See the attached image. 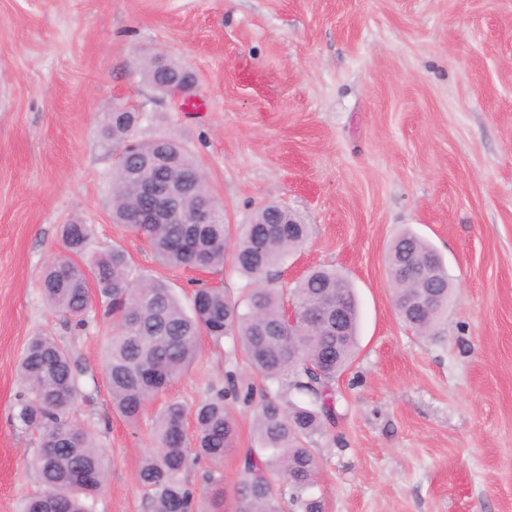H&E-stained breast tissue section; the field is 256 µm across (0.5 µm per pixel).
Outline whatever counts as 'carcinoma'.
<instances>
[{
    "label": "carcinoma",
    "mask_w": 512,
    "mask_h": 512,
    "mask_svg": "<svg viewBox=\"0 0 512 512\" xmlns=\"http://www.w3.org/2000/svg\"><path fill=\"white\" fill-rule=\"evenodd\" d=\"M139 112H104L99 130L115 156L111 195L112 222L145 237L156 259L171 268L220 270L231 260L250 282L244 296L222 288L200 287L185 311L164 281L133 277L129 253L114 246L90 252L92 227L74 222L61 230L63 248L74 255L66 268L48 262L40 287L50 308L80 326L88 321L93 299L112 314V334L104 353L105 373L116 411L135 421L143 409L195 360L203 334L240 347L264 389L255 405L258 446L245 454L235 488V512H325L314 493L317 461L308 439L335 423L336 378L351 366L357 348L359 312L352 284L334 270L314 268L295 287L277 288L273 268L300 248L308 225L278 204L260 208L251 223L237 229L208 188L200 161L169 137L133 140ZM183 186L177 208L162 224H140L150 200L147 183ZM203 207L215 223L192 224ZM431 261L435 293L417 307L421 291L401 276L408 261ZM387 265L394 302L403 322L425 333L448 306V270L432 245L404 233L391 244ZM346 299L344 333L335 327L288 324L285 310L322 307L336 295ZM24 386L14 420L37 432L40 448L28 460L42 489L28 496L21 512H91L90 500L105 479L103 454L94 437L69 419L79 393L78 373L69 352L49 336L32 337L19 362ZM226 387L212 389L194 410L195 434L188 442L186 415L179 402L167 403L157 420L156 448L142 461L138 479L147 494V512H199L195 491L185 478L193 459L214 465L234 447L236 423L226 399L254 401V387L229 370Z\"/></svg>",
    "instance_id": "carcinoma-1"
}]
</instances>
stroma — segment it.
Returning <instances> with one entry per match:
<instances>
[{
	"mask_svg": "<svg viewBox=\"0 0 512 512\" xmlns=\"http://www.w3.org/2000/svg\"><path fill=\"white\" fill-rule=\"evenodd\" d=\"M156 54L194 73L201 110L144 79L137 63ZM116 104L147 110L135 138L192 150L227 223L279 202L309 225L275 286L316 266L353 284L359 350L334 424L310 442L326 512H512V0H0V512L40 488L38 436L12 418L37 333L81 372L70 416L107 464L92 512H147L138 471L160 403L121 417L103 364L111 317L93 305L79 328L44 301L62 225H92V251L123 247L134 275L184 302L246 284L229 264L170 270L113 223L99 115ZM406 230L452 285L424 335L397 315L386 266ZM229 369L259 381L229 340L202 336L160 402L193 408ZM228 408L237 438L216 469L229 491L257 437L253 405Z\"/></svg>",
	"mask_w": 512,
	"mask_h": 512,
	"instance_id": "35a3bbf8",
	"label": "stroma"
}]
</instances>
